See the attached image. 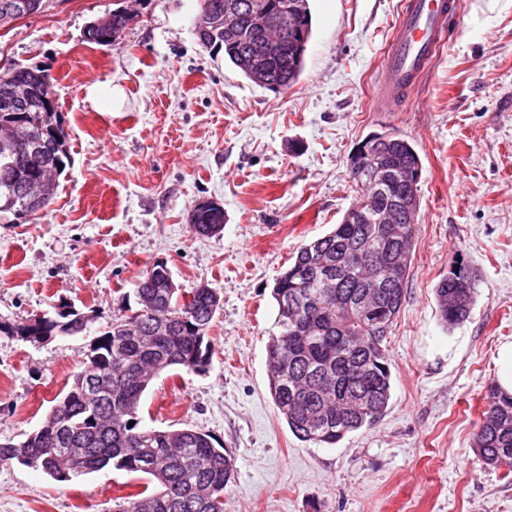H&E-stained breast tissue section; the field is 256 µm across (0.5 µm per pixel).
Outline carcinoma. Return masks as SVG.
<instances>
[{
  "mask_svg": "<svg viewBox=\"0 0 512 512\" xmlns=\"http://www.w3.org/2000/svg\"><path fill=\"white\" fill-rule=\"evenodd\" d=\"M239 41L224 39L223 27L200 40L206 49L224 51L238 66L241 54L262 49L253 33L250 13L242 7ZM133 17L112 11V26L88 42L108 45L121 38ZM304 66L292 69L282 57L266 79L288 89ZM54 94L50 75L14 67L0 75V124L26 119L32 132L27 155L0 144V218L26 223L52 202L38 201L30 185L34 167L69 162L68 134L58 113L43 111ZM414 169L420 158L413 146L391 135L379 159L357 158L349 168L362 184L379 165ZM376 196L358 215L345 212L330 233L301 246L276 279L277 332L267 344L268 382L279 413L297 439L332 447L368 426L386 411L391 369L384 340L406 298L413 261L416 225L400 219L403 192L419 194L418 183L401 190L388 181L375 186ZM224 214L196 212L192 231L220 234ZM171 270L163 261L146 270L135 291V307L112 319L90 345L88 359L50 409L53 421L18 442H0V464L16 461L41 470L59 482L105 468L139 473L159 489L120 498L115 512H224V488L234 472L231 457L212 438L192 428L140 426L144 393L163 371L184 368L203 374L211 361V336L220 293L194 288L188 294L171 286ZM478 288L477 275L456 261L435 288L442 322L452 327L468 320ZM89 318L62 304L56 317H39L13 333L40 339L86 332ZM99 381L86 393L88 379ZM483 461L512 475V396L496 385L487 392L484 419L475 438Z\"/></svg>",
  "mask_w": 512,
  "mask_h": 512,
  "instance_id": "1",
  "label": "carcinoma"
}]
</instances>
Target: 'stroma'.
<instances>
[{
    "instance_id": "1",
    "label": "stroma",
    "mask_w": 512,
    "mask_h": 512,
    "mask_svg": "<svg viewBox=\"0 0 512 512\" xmlns=\"http://www.w3.org/2000/svg\"><path fill=\"white\" fill-rule=\"evenodd\" d=\"M403 4L309 0L304 71L280 92L200 45L199 0H48L0 32V72L51 75L70 154L43 214L0 221V442L39 427L163 261L183 290L216 288L222 307L208 371L162 373L139 417L224 447V512H512V478L474 447L496 350L512 341V0H462L414 103L392 112L377 85ZM121 6L135 13L122 38L86 42ZM94 84L111 111L87 101ZM375 133L406 138L421 160L406 299L385 340L391 399L374 425L322 448L294 436L270 395L271 291L355 203L349 157ZM203 200L224 208L219 235L190 228ZM458 259L479 288L470 318L448 328L434 289ZM63 303L91 315L84 335H8ZM147 485L114 468L59 482L0 465V512H112Z\"/></svg>"
}]
</instances>
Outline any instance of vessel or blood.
<instances>
[{
	"label": "vessel or blood",
	"mask_w": 512,
	"mask_h": 512,
	"mask_svg": "<svg viewBox=\"0 0 512 512\" xmlns=\"http://www.w3.org/2000/svg\"><path fill=\"white\" fill-rule=\"evenodd\" d=\"M457 8V0H408L378 84V100L383 106L394 110L413 100L419 78L443 44Z\"/></svg>",
	"instance_id": "vessel-or-blood-1"
}]
</instances>
